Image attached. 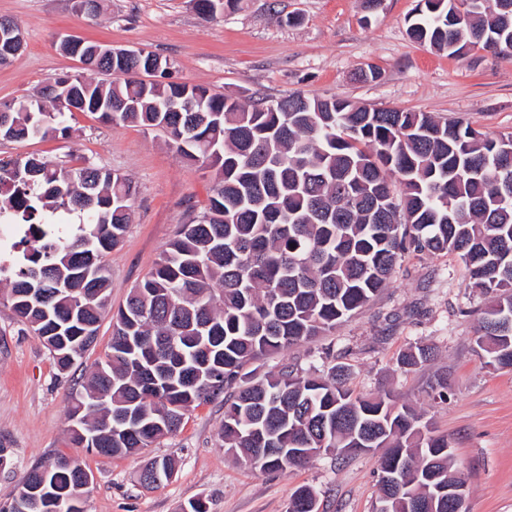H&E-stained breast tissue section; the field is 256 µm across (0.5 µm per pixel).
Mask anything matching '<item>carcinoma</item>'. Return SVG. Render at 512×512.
<instances>
[{"mask_svg":"<svg viewBox=\"0 0 512 512\" xmlns=\"http://www.w3.org/2000/svg\"><path fill=\"white\" fill-rule=\"evenodd\" d=\"M424 0L413 41L457 53L500 46L512 57V0ZM240 0H196L207 22ZM101 45L63 46L96 78L45 82L22 110L10 108L0 140L67 136L77 109L115 126L163 130L187 163L215 171L208 203L178 225L153 268L112 314L110 351L70 393L73 445L137 454L180 428L192 405L224 397L225 451L262 471L321 452L377 453L385 512H455L439 486L467 484L448 437L424 432L423 414L391 393L356 395L340 364L321 372L285 364L254 378L245 368L336 330L390 283L409 254L451 253L484 297L475 343L486 365L512 367V133L490 137L429 112L369 109L300 92L246 105L170 79L161 58H101ZM136 194L106 167L68 168L28 155L0 159V219L32 237L0 266L14 315L69 370L95 343L108 306L103 256L123 239ZM434 350L415 345L398 364L422 367ZM206 366L207 383L191 376ZM130 431L105 436L108 421ZM59 454L32 465L0 512H81L88 473ZM173 460L141 468L142 485L173 476ZM46 479L36 498L25 487ZM293 499L318 512L315 491Z\"/></svg>","mask_w":512,"mask_h":512,"instance_id":"1","label":"carcinoma"}]
</instances>
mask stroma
<instances>
[{"instance_id":"stroma-1","label":"stroma","mask_w":512,"mask_h":512,"mask_svg":"<svg viewBox=\"0 0 512 512\" xmlns=\"http://www.w3.org/2000/svg\"><path fill=\"white\" fill-rule=\"evenodd\" d=\"M420 0H382L374 13L360 0H242L219 23L205 22L192 0H101L97 15L75 12L72 0H0V18L24 33L21 52L0 66V102H19L46 80L83 74L59 43L71 35L123 47H141L170 59L179 81L249 100L300 92L336 96L368 108L429 112L461 119L496 136L512 133V59L479 47L451 56L419 45L408 21ZM382 77L362 82L359 70ZM67 137L0 141V158L40 155L70 166L92 163L131 178L137 187L132 221L104 262L110 273L109 312L94 346L69 372L58 373L43 342L14 318L0 294V448L10 460L0 470V504L10 501L25 471L54 455L79 456L94 476L86 512H186L200 499L208 512H289L302 486L317 494L319 512H374L378 458L370 453L321 454L305 465L263 472L224 451V403L186 413L179 432L134 456L103 457L70 443V387L102 360L112 338L111 312L153 267L178 224L202 210L213 171L187 165L156 129L114 127L96 115L67 116ZM482 296L453 254H410L389 288L340 329L259 362H341L355 393L398 396L447 436L453 464L467 477V512H512V368L485 366L475 344ZM431 346L428 365L403 370L399 355L414 344ZM448 397L434 398L438 378ZM168 455L171 480L142 488L145 459Z\"/></svg>"}]
</instances>
